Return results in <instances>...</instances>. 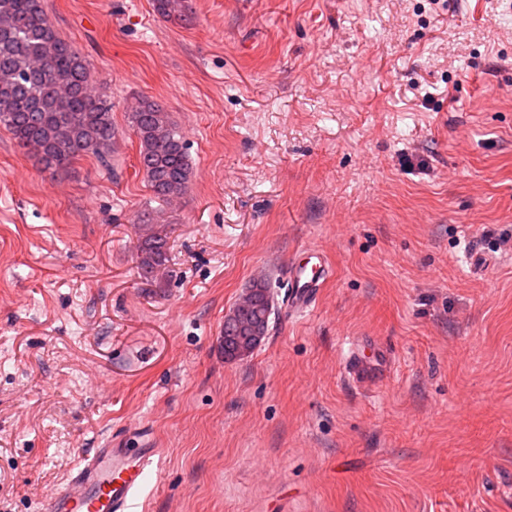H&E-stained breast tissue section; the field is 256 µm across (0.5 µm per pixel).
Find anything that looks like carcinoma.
Wrapping results in <instances>:
<instances>
[{
    "instance_id": "obj_1",
    "label": "carcinoma",
    "mask_w": 512,
    "mask_h": 512,
    "mask_svg": "<svg viewBox=\"0 0 512 512\" xmlns=\"http://www.w3.org/2000/svg\"><path fill=\"white\" fill-rule=\"evenodd\" d=\"M154 11L181 22L191 20L188 0H153ZM129 124L139 140V164L159 203L180 199L188 189L192 159L182 132L166 106L148 98L127 102ZM0 126L20 147L53 173L72 160L93 154L110 167L109 154L117 137L112 104L97 95L87 60L54 30L43 0H0ZM152 210L137 214L142 234L137 258L149 277L168 262V240L154 227ZM261 307L255 313L269 328L274 305L269 282L257 279ZM239 317L224 319V358L235 360Z\"/></svg>"
}]
</instances>
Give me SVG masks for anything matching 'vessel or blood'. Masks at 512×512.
<instances>
[{
	"label": "vessel or blood",
	"mask_w": 512,
	"mask_h": 512,
	"mask_svg": "<svg viewBox=\"0 0 512 512\" xmlns=\"http://www.w3.org/2000/svg\"><path fill=\"white\" fill-rule=\"evenodd\" d=\"M324 280L307 263L292 259L288 264L290 311L309 309ZM153 454L150 448L94 449L50 496L48 512H129L132 493Z\"/></svg>",
	"instance_id": "vessel-or-blood-1"
}]
</instances>
